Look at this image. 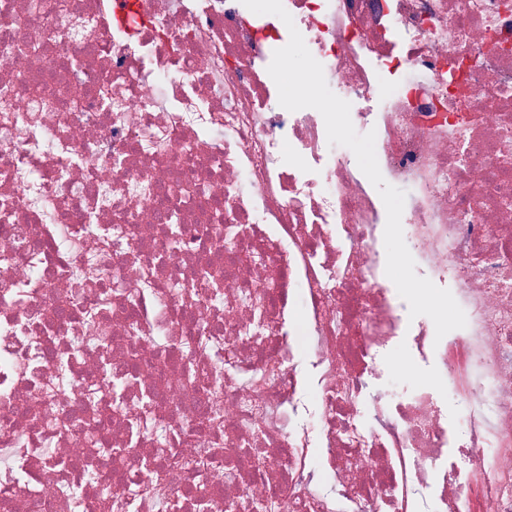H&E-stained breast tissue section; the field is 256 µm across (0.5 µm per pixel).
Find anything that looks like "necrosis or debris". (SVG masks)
I'll use <instances>...</instances> for the list:
<instances>
[{
	"label": "necrosis or debris",
	"instance_id": "1",
	"mask_svg": "<svg viewBox=\"0 0 512 512\" xmlns=\"http://www.w3.org/2000/svg\"><path fill=\"white\" fill-rule=\"evenodd\" d=\"M31 2L0 0V512H512V0H283L465 312L440 339L355 157L279 104L280 18ZM401 342L437 384L366 397Z\"/></svg>",
	"mask_w": 512,
	"mask_h": 512
}]
</instances>
